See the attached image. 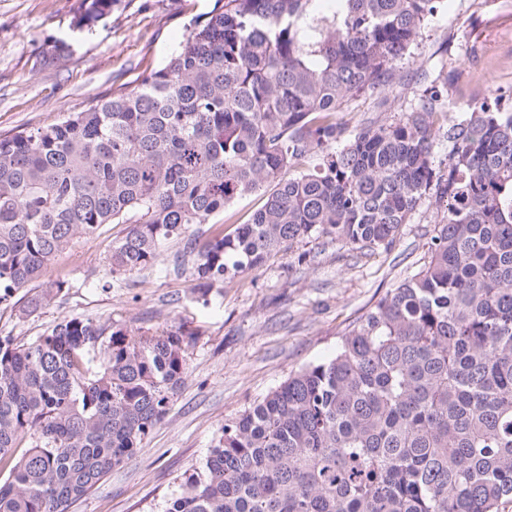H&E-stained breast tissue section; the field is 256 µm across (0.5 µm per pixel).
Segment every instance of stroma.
Wrapping results in <instances>:
<instances>
[{
  "instance_id": "stroma-1",
  "label": "stroma",
  "mask_w": 512,
  "mask_h": 512,
  "mask_svg": "<svg viewBox=\"0 0 512 512\" xmlns=\"http://www.w3.org/2000/svg\"><path fill=\"white\" fill-rule=\"evenodd\" d=\"M215 0H112L94 26L77 28L82 0H0V135L48 127L134 83L178 50L189 26ZM69 46L42 64L53 43ZM403 83L348 99L336 118L350 129L398 118L415 108L432 81L443 82L442 112L459 117L490 90H512V0H448L423 39L397 64ZM433 198L413 213L390 251L360 253L314 240L225 280L197 303L189 276L169 274L180 241L165 242L158 264L112 273V245L128 230L105 224L52 261L49 277L70 286L28 317L18 300L0 304V336L27 343L66 317L109 329L193 332L190 374L136 455L113 468L70 512H164L186 473L200 468L225 421L262 399L288 374L329 356L350 323L422 265L434 224Z\"/></svg>"
}]
</instances>
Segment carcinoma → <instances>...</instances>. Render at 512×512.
<instances>
[{"label":"carcinoma","mask_w":512,"mask_h":512,"mask_svg":"<svg viewBox=\"0 0 512 512\" xmlns=\"http://www.w3.org/2000/svg\"><path fill=\"white\" fill-rule=\"evenodd\" d=\"M82 28L112 0H83ZM447 0H216L160 68L46 128L0 135V302L22 313L68 280L59 253L128 224L112 273L159 261L206 305L230 275L310 238L390 250L431 189L430 260L339 338L224 423L164 512H504L512 503V111L437 124L440 94L354 131L352 95L396 64ZM448 143V173L433 150ZM317 163L292 177L308 157ZM230 233H190L240 198ZM193 333L65 318L0 339V512H68L132 459L190 373Z\"/></svg>","instance_id":"1"}]
</instances>
